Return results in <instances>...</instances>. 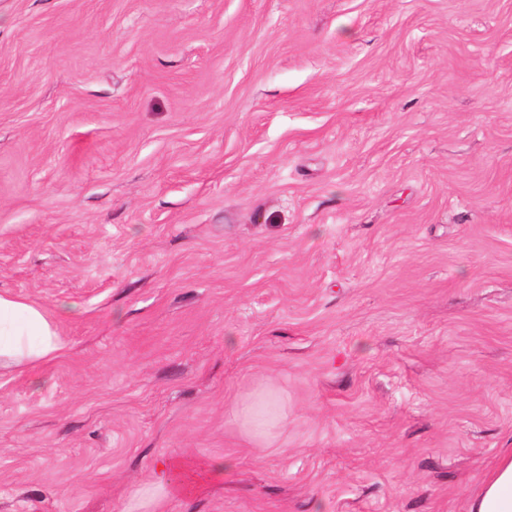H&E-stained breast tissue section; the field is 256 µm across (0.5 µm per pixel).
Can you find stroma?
Instances as JSON below:
<instances>
[{
	"mask_svg": "<svg viewBox=\"0 0 512 512\" xmlns=\"http://www.w3.org/2000/svg\"><path fill=\"white\" fill-rule=\"evenodd\" d=\"M0 291L66 346L0 369V512H466L512 0H0Z\"/></svg>",
	"mask_w": 512,
	"mask_h": 512,
	"instance_id": "stroma-1",
	"label": "stroma"
}]
</instances>
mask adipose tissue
<instances>
[{"mask_svg":"<svg viewBox=\"0 0 512 512\" xmlns=\"http://www.w3.org/2000/svg\"><path fill=\"white\" fill-rule=\"evenodd\" d=\"M63 353L64 344L46 309L0 293V358L28 372ZM468 512H512V454L498 460L470 497Z\"/></svg>","mask_w":512,"mask_h":512,"instance_id":"obj_1","label":"adipose tissue"}]
</instances>
